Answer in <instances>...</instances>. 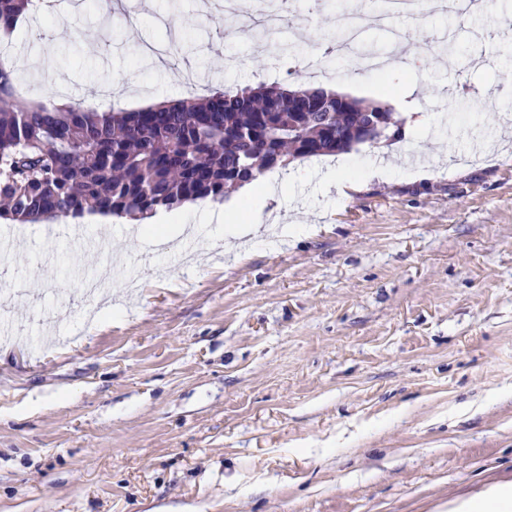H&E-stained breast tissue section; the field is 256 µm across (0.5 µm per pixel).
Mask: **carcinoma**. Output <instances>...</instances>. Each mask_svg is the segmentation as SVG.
I'll list each match as a JSON object with an SVG mask.
<instances>
[{"label": "carcinoma", "instance_id": "carcinoma-1", "mask_svg": "<svg viewBox=\"0 0 512 512\" xmlns=\"http://www.w3.org/2000/svg\"><path fill=\"white\" fill-rule=\"evenodd\" d=\"M35 0H0V29L9 31ZM14 70L0 59V220L35 224L100 212L141 224L158 209L238 189V168L255 178L309 156L347 153L368 139L364 113L377 112L399 140L391 112L322 89L264 86L216 88L191 101L139 111L92 112L73 101L61 111L14 96Z\"/></svg>", "mask_w": 512, "mask_h": 512}]
</instances>
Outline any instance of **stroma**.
<instances>
[{
    "mask_svg": "<svg viewBox=\"0 0 512 512\" xmlns=\"http://www.w3.org/2000/svg\"><path fill=\"white\" fill-rule=\"evenodd\" d=\"M45 3L4 40L34 59L32 30L52 33L57 82L31 66L16 85L35 103L281 82L299 63L280 44L331 43L341 4L387 45L383 0H292L260 46L196 0H133L135 39L103 0ZM396 23L385 76L328 58L304 77L427 119L346 153L358 191L337 195L332 157L274 171L284 222L237 258L192 206L179 255L93 224L110 253L47 226L18 237L8 266L39 294L0 306V512H437L512 481V0ZM431 38L458 53L424 52ZM145 42L183 51L148 68Z\"/></svg>",
    "mask_w": 512,
    "mask_h": 512,
    "instance_id": "35a3bbf8",
    "label": "stroma"
}]
</instances>
